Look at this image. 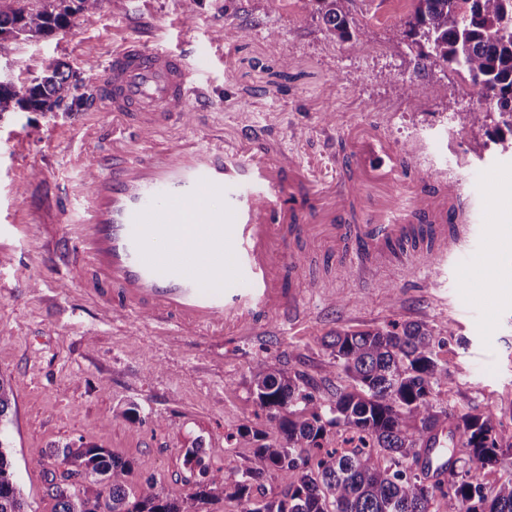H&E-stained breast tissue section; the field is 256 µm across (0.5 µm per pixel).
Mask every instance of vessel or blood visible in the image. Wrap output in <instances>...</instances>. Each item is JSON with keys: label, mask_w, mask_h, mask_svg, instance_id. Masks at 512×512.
Here are the masks:
<instances>
[{"label": "vessel or blood", "mask_w": 512, "mask_h": 512, "mask_svg": "<svg viewBox=\"0 0 512 512\" xmlns=\"http://www.w3.org/2000/svg\"><path fill=\"white\" fill-rule=\"evenodd\" d=\"M187 58L138 41L112 52L97 72L99 109L138 126L146 144L79 161L73 202L44 198L40 221L58 258V281L78 287L108 316L147 320L210 339L254 334L299 312L301 282L292 240L324 226V260L339 270L381 267L464 250L476 214L455 185L425 178L383 128L352 139L336 174L272 149L257 131L227 141L160 148L158 128L186 123ZM410 186L402 205L351 199L370 178ZM240 278L241 288H219ZM446 428L427 432L420 461L443 479Z\"/></svg>", "instance_id": "1"}]
</instances>
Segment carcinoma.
Instances as JSON below:
<instances>
[{"label":"carcinoma","instance_id":"1","mask_svg":"<svg viewBox=\"0 0 512 512\" xmlns=\"http://www.w3.org/2000/svg\"><path fill=\"white\" fill-rule=\"evenodd\" d=\"M103 0H0V40H38L65 32L75 16L97 13ZM328 35L353 37L351 0H317ZM401 36L418 47L414 70L442 66L485 91L498 110L493 135H512V0H414ZM95 66L79 74L49 67L31 80L0 81V112L69 110L83 99ZM432 327L390 322L382 328L338 332L327 342L351 389L336 392L326 408L296 380L264 362L251 371L252 393L265 414L264 443L253 449L239 475H212L185 495L172 497L149 485H128L132 463L92 443L67 444L53 452L65 466L63 483L52 484L57 512H205L217 492L247 505L246 512H430L436 498L444 512H512V472L490 493L480 471L512 456V432L491 411L456 425L464 456L448 449V484L431 482L418 463L417 441L448 421L437 409L433 387L448 380L435 352ZM344 425L351 448H326L328 428ZM0 438V512H27L12 462ZM286 487L280 497L254 495L265 479ZM71 479L102 485L93 497L69 491Z\"/></svg>","mask_w":512,"mask_h":512}]
</instances>
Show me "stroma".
I'll list each match as a JSON object with an SVG mask.
<instances>
[{
    "instance_id": "1",
    "label": "stroma",
    "mask_w": 512,
    "mask_h": 512,
    "mask_svg": "<svg viewBox=\"0 0 512 512\" xmlns=\"http://www.w3.org/2000/svg\"><path fill=\"white\" fill-rule=\"evenodd\" d=\"M182 2L104 0L67 33L0 41V72L30 79L55 64L79 72L89 60L106 66L129 40L161 45L204 68L205 95L189 103L194 123L159 128L155 144L257 128L330 165L341 135L380 122L424 176L457 183L499 216L471 224L462 260L389 267L363 286L356 273L333 277L307 247L295 249L307 278L336 286L304 292V318L293 326L222 342L159 334L145 322L125 329L57 284L34 246L38 215L18 212L31 171L42 173L44 195L67 183L72 160L111 152V138L100 135L111 116L90 99L68 112H0V377L13 391L0 424L28 512H56L51 487L64 467L51 453L67 443H94L131 461L128 483L137 491L151 481L178 496L205 473L245 469L265 428L252 367L262 360L299 378L326 405L351 384L327 347L330 335L392 321L452 328L439 349L451 378L436 392L449 423L489 410L512 431V284L504 279L512 274V138L489 139L496 112L454 71L414 74L415 51L398 36L413 0H354L359 33L348 41L327 35L316 0H197L189 24ZM439 84L446 91L438 96ZM474 112L487 113L485 125L471 122ZM21 266L29 281L18 279ZM131 407L137 419L125 417ZM195 445L199 467L184 458Z\"/></svg>"
}]
</instances>
